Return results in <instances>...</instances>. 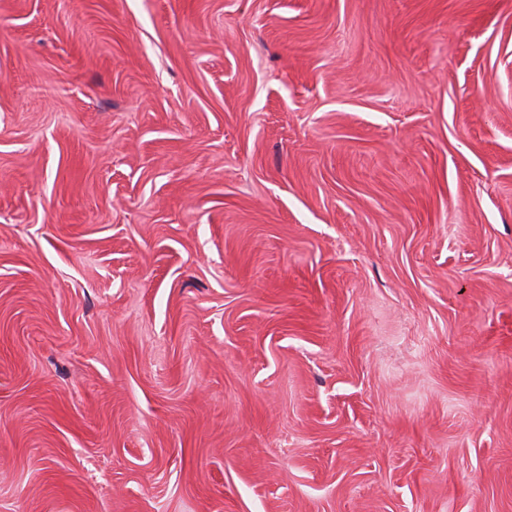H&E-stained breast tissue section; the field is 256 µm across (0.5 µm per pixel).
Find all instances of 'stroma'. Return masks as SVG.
I'll return each mask as SVG.
<instances>
[{
    "mask_svg": "<svg viewBox=\"0 0 512 512\" xmlns=\"http://www.w3.org/2000/svg\"><path fill=\"white\" fill-rule=\"evenodd\" d=\"M0 512H512V0H0Z\"/></svg>",
    "mask_w": 512,
    "mask_h": 512,
    "instance_id": "obj_1",
    "label": "stroma"
}]
</instances>
